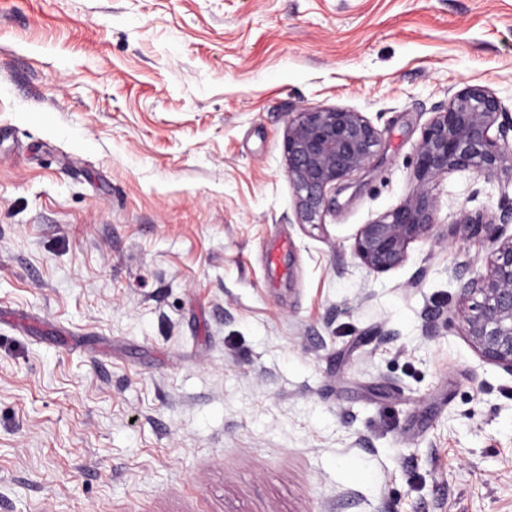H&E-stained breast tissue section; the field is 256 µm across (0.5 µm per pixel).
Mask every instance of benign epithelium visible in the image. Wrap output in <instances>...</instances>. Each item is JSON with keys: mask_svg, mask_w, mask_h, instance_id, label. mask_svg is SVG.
<instances>
[{"mask_svg": "<svg viewBox=\"0 0 512 512\" xmlns=\"http://www.w3.org/2000/svg\"><path fill=\"white\" fill-rule=\"evenodd\" d=\"M380 144L381 134L360 112L304 108L288 120L286 173L300 223H316L329 204L328 193L365 168ZM450 171H471L486 180L512 178V116L483 86L455 91L424 129L408 194L355 234L352 252L362 266L375 273L393 270L406 261L411 243L434 236L436 204L429 184ZM511 223L512 206L490 216L462 213L458 225L466 236H485L493 251L486 267L471 271L461 284L473 303L452 315L464 323L469 342L484 359L512 374V236L503 239L495 230Z\"/></svg>", "mask_w": 512, "mask_h": 512, "instance_id": "7a95c632", "label": "benign epithelium"}]
</instances>
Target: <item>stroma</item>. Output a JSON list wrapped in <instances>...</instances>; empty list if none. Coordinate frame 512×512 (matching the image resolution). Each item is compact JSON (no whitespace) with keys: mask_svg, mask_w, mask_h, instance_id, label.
Masks as SVG:
<instances>
[{"mask_svg":"<svg viewBox=\"0 0 512 512\" xmlns=\"http://www.w3.org/2000/svg\"><path fill=\"white\" fill-rule=\"evenodd\" d=\"M467 85L512 113V0H0V512H512V374L448 316L512 181L352 253ZM304 107L382 138L318 224Z\"/></svg>","mask_w":512,"mask_h":512,"instance_id":"obj_1","label":"stroma"}]
</instances>
